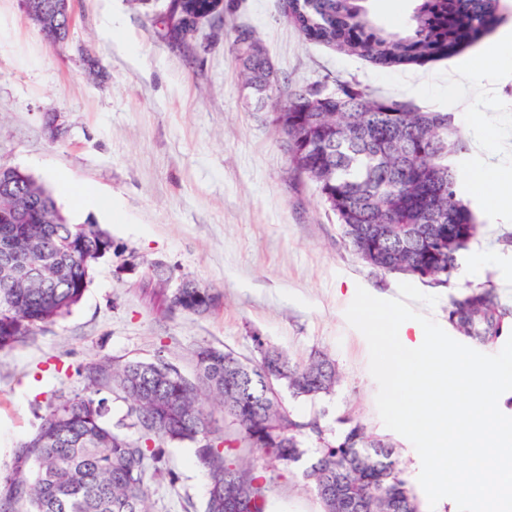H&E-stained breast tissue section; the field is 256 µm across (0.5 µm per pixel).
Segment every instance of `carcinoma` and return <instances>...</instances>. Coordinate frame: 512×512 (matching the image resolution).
<instances>
[{"mask_svg":"<svg viewBox=\"0 0 512 512\" xmlns=\"http://www.w3.org/2000/svg\"><path fill=\"white\" fill-rule=\"evenodd\" d=\"M369 0H290L289 21L310 41L381 67L424 64L478 42L499 19L500 0H413L404 26L379 24ZM214 0H180L182 20L212 10ZM249 34L232 43L247 83L275 109L274 122L288 116L301 130L284 132L291 168L327 167L331 186L319 189L343 226L355 253L369 265L433 284H446L457 257L479 234V224L457 192L458 174L448 159L465 150L451 115L423 112L409 104L343 88L318 112H301L290 98L279 100L264 83L263 61L248 54ZM384 227L371 248L367 230ZM112 251V237L88 220L45 224L0 223V262L41 268L40 279L0 276V352L34 340L36 330L67 316L82 300L91 270ZM216 295L205 287L162 294L170 313L201 315ZM505 310L495 289L467 287L448 299V323L474 346L506 333ZM260 361H240L211 345L194 352L189 378L168 358L150 361L97 360L80 368L85 387L60 394L40 416L36 432L14 451L13 466L0 475L6 504L24 512H152L151 483L175 473L164 467L165 448L195 447L209 483L204 512H267L270 492L254 464L224 444L219 421L205 407L216 402L235 419L241 440L274 465L288 466L306 454L303 439L322 435L317 419L298 420L281 405L269 379L295 397L314 399L339 382L336 365L315 354L294 362L272 346L259 345ZM128 403L124 430L107 421L108 398ZM305 476L315 490L339 489L341 512L348 497L358 512H406L417 503L405 471L392 452H376L359 423H349L335 442L315 449Z\"/></svg>","mask_w":512,"mask_h":512,"instance_id":"cac0c4a2","label":"carcinoma"}]
</instances>
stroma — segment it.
Listing matches in <instances>:
<instances>
[{
    "label": "stroma",
    "mask_w": 512,
    "mask_h": 512,
    "mask_svg": "<svg viewBox=\"0 0 512 512\" xmlns=\"http://www.w3.org/2000/svg\"><path fill=\"white\" fill-rule=\"evenodd\" d=\"M169 2L73 0L70 37L53 46L19 0H0V165L33 174L75 223L93 220L112 237L72 312L33 343L0 354V472L10 470L16 446L36 431L54 394L81 391L80 365L162 354L191 377L198 345L256 362L264 342L296 361L325 354L340 374L335 391L313 400L279 389L294 416L317 418L323 429L305 448L336 439L351 420L392 446L416 481L417 452L382 423L367 341L345 316L347 283L393 299L405 277L362 261L316 184L293 172L272 109L246 89L231 44L246 31L262 45L283 100L305 87L363 89L450 113L467 144L485 117H495V159L512 170V64L500 70L494 97L463 106L448 99L449 78L468 82L469 59L512 33V0H501L498 22L478 43L394 69L307 40L289 22L285 0H224L222 21H202L178 40ZM109 15L116 28L107 34ZM408 82L419 92L406 93ZM53 112L62 124L56 140L45 132ZM64 182L95 185L111 199L113 216L77 212ZM469 253L482 263L454 272L444 287L419 283L438 302L414 303L415 311L447 326L449 296L469 285L495 288L512 310V271L495 261L512 253V217L483 226ZM157 263L172 283L187 276L220 294V306L201 316L164 313L151 280ZM223 426L236 453L270 478L267 512H322L301 467L271 466L238 443L231 418ZM166 463L177 480L152 485L154 512H202L208 476L194 447L169 446Z\"/></svg>",
    "instance_id": "obj_1"
}]
</instances>
